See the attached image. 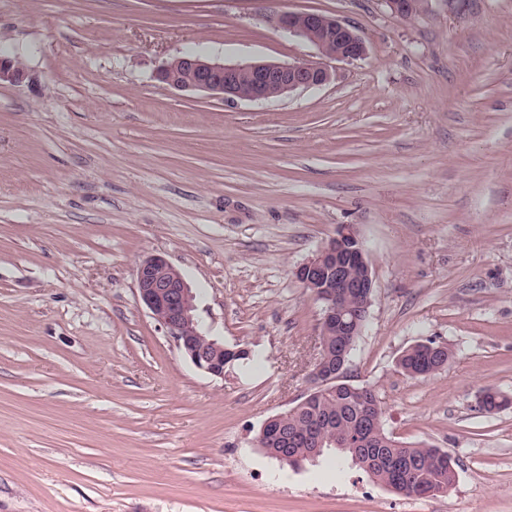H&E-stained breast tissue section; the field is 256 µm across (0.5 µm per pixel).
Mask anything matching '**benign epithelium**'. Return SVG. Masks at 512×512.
<instances>
[{"instance_id":"7a95c632","label":"benign epithelium","mask_w":512,"mask_h":512,"mask_svg":"<svg viewBox=\"0 0 512 512\" xmlns=\"http://www.w3.org/2000/svg\"><path fill=\"white\" fill-rule=\"evenodd\" d=\"M391 9L404 17L417 12L416 0H387ZM274 27L288 35L302 38L317 48L324 62L293 64L254 62L226 64L200 55H182L164 62L156 78L169 88L203 91L226 100L269 101L297 89L318 88L331 80L329 61H354L367 53L364 39L349 25L318 12H279L272 16ZM25 77L24 64L18 58L0 56V82L19 83ZM356 266L361 275L351 279L347 270ZM296 277L315 301L321 304L319 355L309 377L313 388L293 409L301 408L308 397L332 383L342 381L351 346L341 354L336 370L327 365L324 336L341 323L344 310L336 306L334 289L353 290L362 311L353 316L357 333L363 332L371 304L366 289L373 288V277L364 246L353 228L342 226L316 254L298 267ZM139 298L155 320L162 324L181 352L199 370L215 378H224L226 347L201 332L193 318V295L182 273L163 257L143 260L137 269ZM363 459V466L376 476L385 460L363 448L353 449Z\"/></svg>"}]
</instances>
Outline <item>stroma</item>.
<instances>
[{"label":"stroma","instance_id":"obj_1","mask_svg":"<svg viewBox=\"0 0 512 512\" xmlns=\"http://www.w3.org/2000/svg\"><path fill=\"white\" fill-rule=\"evenodd\" d=\"M272 11L352 25L365 58L274 101L177 91L159 66L317 62ZM0 512H512V0H0ZM353 226L374 292L347 380L448 450L406 497L335 451L256 438L308 391L320 305L295 277ZM159 255L254 363L197 369L139 299ZM447 344L411 378L412 345ZM398 363L403 373L412 378H426L438 372L435 358L415 346L405 350Z\"/></svg>","mask_w":512,"mask_h":512}]
</instances>
